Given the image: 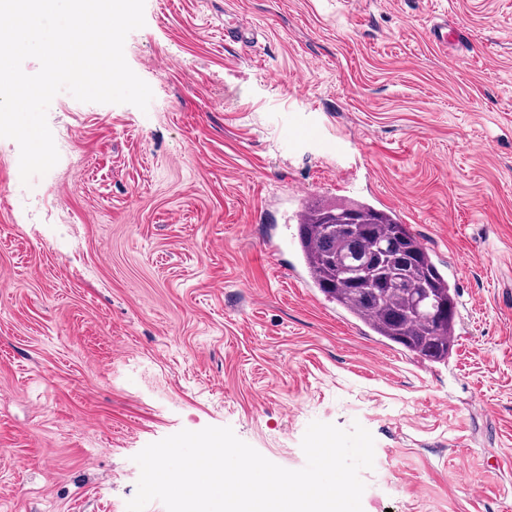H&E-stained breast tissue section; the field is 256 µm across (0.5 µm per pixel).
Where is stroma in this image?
<instances>
[{
  "mask_svg": "<svg viewBox=\"0 0 512 512\" xmlns=\"http://www.w3.org/2000/svg\"><path fill=\"white\" fill-rule=\"evenodd\" d=\"M124 53L148 110L59 93L26 185L0 138V512H127L184 429L298 470L315 420L373 435L363 512H512V0H145ZM342 197L452 274L447 362L295 277Z\"/></svg>",
  "mask_w": 512,
  "mask_h": 512,
  "instance_id": "1",
  "label": "stroma"
}]
</instances>
